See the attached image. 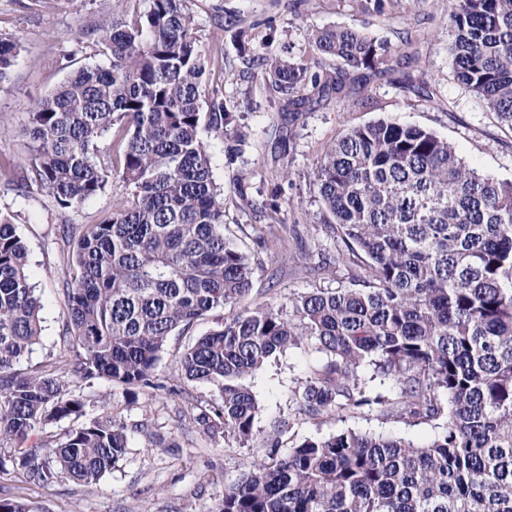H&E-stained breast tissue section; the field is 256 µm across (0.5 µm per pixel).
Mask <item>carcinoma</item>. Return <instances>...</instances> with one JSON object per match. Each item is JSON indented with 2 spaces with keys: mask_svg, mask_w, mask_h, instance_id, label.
Here are the masks:
<instances>
[{
  "mask_svg": "<svg viewBox=\"0 0 512 512\" xmlns=\"http://www.w3.org/2000/svg\"><path fill=\"white\" fill-rule=\"evenodd\" d=\"M117 2L124 9L84 34L106 64L81 68L28 113L29 172L60 208L111 177L129 189L112 216L79 228L64 300L72 350L46 370L19 368L41 335V301L16 224L0 213V446L39 486L97 484L128 448L127 425L86 418L72 384L176 392L154 374L170 336L252 290L251 255L224 234L202 137L230 142L234 161L247 134L222 92L203 90L190 0ZM448 28L458 81L512 127V0H448ZM309 47V58H264L284 117L323 101L366 105L395 57L417 60L349 28L316 31ZM20 50V38L0 36V83ZM311 58L332 67L314 71ZM316 183L339 259L361 260L352 286L233 312L198 338L181 379L219 386L220 401L194 420L213 437L253 440L261 408L242 378L311 341L327 362L295 390L304 414L376 404L390 419L444 424L425 445L355 431L307 438L248 464L214 512H512V181L479 174L430 130L383 119L337 137ZM377 378L395 397L369 395ZM63 419L74 422L63 439L25 447ZM0 512L37 508L4 498Z\"/></svg>",
  "mask_w": 512,
  "mask_h": 512,
  "instance_id": "obj_1",
  "label": "carcinoma"
}]
</instances>
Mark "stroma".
<instances>
[{
    "instance_id": "obj_1",
    "label": "stroma",
    "mask_w": 512,
    "mask_h": 512,
    "mask_svg": "<svg viewBox=\"0 0 512 512\" xmlns=\"http://www.w3.org/2000/svg\"><path fill=\"white\" fill-rule=\"evenodd\" d=\"M115 6V0H0V33L22 43L8 80L0 83V211L16 218L29 252V278L41 297L42 335L24 361L32 368L50 365L68 352L63 340L71 250L67 228L96 224L111 215L126 188L113 178L104 193L80 206L58 207L32 181L26 165L27 114L70 74L96 62L94 49L80 37L111 18ZM190 7L198 48L208 62L206 87L222 91L248 134L245 153L233 162L225 156L224 140L208 141L213 179L224 191L227 234L254 256L246 306H279L313 288L349 286L348 267L336 261L341 242L319 222L314 183L326 149L349 128L382 118L426 128L452 143L479 173L512 181V130L456 79L448 0H387L381 14L365 0H191ZM329 27L352 28L395 45L412 41L418 63L394 65L373 88L370 105L340 112L335 103L324 102L297 120H282L267 103L264 56L306 55L308 35ZM410 81L416 82V90L407 89ZM240 185L259 202L279 195L278 219L241 207ZM218 327L217 315L209 314L170 337L155 368L165 390L133 397L103 379L73 385L87 403L88 417L108 411L128 427L126 455L98 484L83 486L62 478L39 486L9 464L0 472V497L26 499L42 512H213L225 486L239 478L247 463L271 452L285 456L303 439L352 430L424 444L438 432L433 421L413 425L383 418L374 405L342 415L299 413L295 390L326 362L323 353L304 345L246 377L261 407L253 441L210 439L189 412L192 406L218 400V388L189 383L179 396L167 388L180 373V354ZM271 435L278 441L272 450L266 445Z\"/></svg>"
}]
</instances>
